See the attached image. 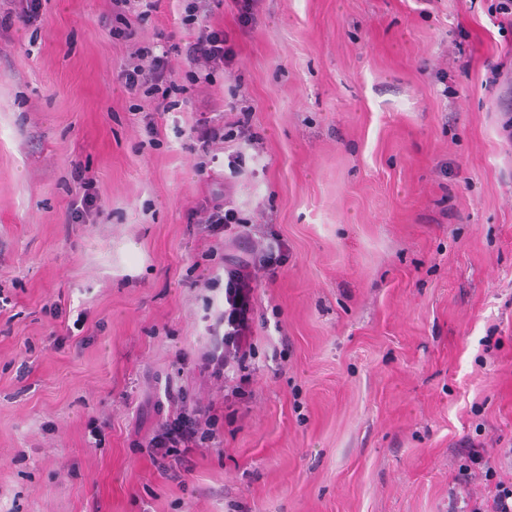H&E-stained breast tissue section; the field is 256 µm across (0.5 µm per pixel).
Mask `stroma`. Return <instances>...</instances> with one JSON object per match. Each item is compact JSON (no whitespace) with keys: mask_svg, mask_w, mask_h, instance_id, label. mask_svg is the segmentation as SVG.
I'll use <instances>...</instances> for the list:
<instances>
[{"mask_svg":"<svg viewBox=\"0 0 512 512\" xmlns=\"http://www.w3.org/2000/svg\"><path fill=\"white\" fill-rule=\"evenodd\" d=\"M188 2L128 12L126 40L111 0L30 23L0 0V512L481 505L484 470L512 483V22L493 0H221L232 60L195 83L170 55L186 90L160 115L120 73L190 39ZM239 271L249 342L217 381ZM198 402L224 442L166 477L149 440Z\"/></svg>","mask_w":512,"mask_h":512,"instance_id":"obj_1","label":"stroma"}]
</instances>
